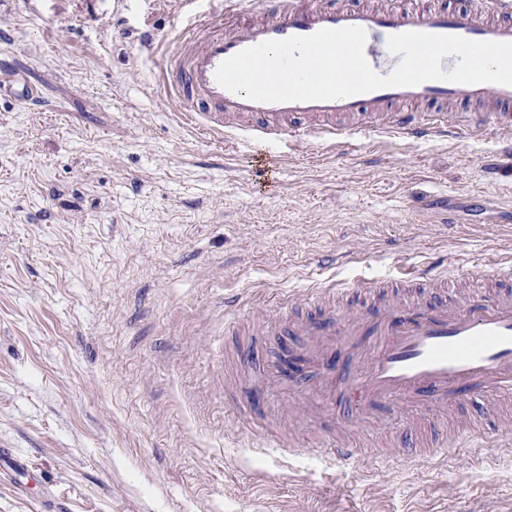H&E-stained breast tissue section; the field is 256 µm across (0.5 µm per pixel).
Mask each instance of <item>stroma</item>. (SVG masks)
Wrapping results in <instances>:
<instances>
[{
	"mask_svg": "<svg viewBox=\"0 0 512 512\" xmlns=\"http://www.w3.org/2000/svg\"><path fill=\"white\" fill-rule=\"evenodd\" d=\"M146 23L158 49L130 35ZM179 23L175 0H130L119 23L112 0L0 8V58L40 93L0 100V448L39 465L26 487L0 478V512H512V398L310 418L272 391L247 422L234 403L309 347L246 310L252 335L224 329L232 296L271 310L332 279L394 305L414 294L389 285L400 262L460 288L492 273L512 258V160L487 170L491 134L370 135L282 143L258 178L267 143L205 139L162 100ZM473 419L481 447L411 460L414 431ZM332 433L366 449L360 468L313 455Z\"/></svg>",
	"mask_w": 512,
	"mask_h": 512,
	"instance_id": "stroma-1",
	"label": "stroma"
}]
</instances>
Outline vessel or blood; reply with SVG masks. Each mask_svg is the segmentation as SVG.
<instances>
[{
  "mask_svg": "<svg viewBox=\"0 0 512 512\" xmlns=\"http://www.w3.org/2000/svg\"><path fill=\"white\" fill-rule=\"evenodd\" d=\"M186 20L180 47L165 59L160 88L182 121L221 141L237 132L278 143L298 138L333 148L345 139L388 133L406 141L492 130L512 144V86L460 84L431 80L412 87H386L325 101L258 102L232 93L215 79L218 66L239 51L263 41L308 36L322 29H364V56L380 75H389L400 58L387 47L391 35L423 32L455 35L473 41L512 42V0H475L463 12L435 10L351 9L334 0H178ZM24 103L38 100L30 83L0 60V96ZM427 103H450V112H424ZM398 279L410 288H435L442 276L425 269L400 267ZM489 289L464 300L439 298L400 305L373 316L363 307L336 310V283L313 285L281 303L272 327H291L301 336L347 333L351 323L375 318V333L359 370L337 382L330 364L320 366L316 399H337L371 409L383 402L418 400L440 409L472 393L512 395V263L497 267ZM300 307L326 308L317 319L295 317ZM482 427L470 426L455 442L433 433L419 439V457L444 459L449 445L479 446ZM324 451L335 463L355 467L363 458L337 436L327 437Z\"/></svg>",
  "mask_w": 512,
  "mask_h": 512,
  "instance_id": "b4317fda",
  "label": "vessel or blood"
}]
</instances>
